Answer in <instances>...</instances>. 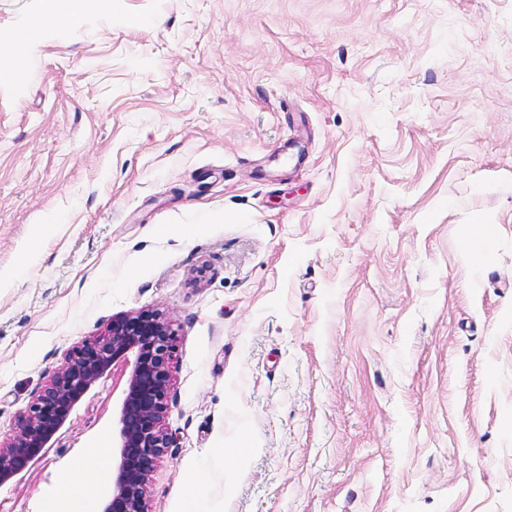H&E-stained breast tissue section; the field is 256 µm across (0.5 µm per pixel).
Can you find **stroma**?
<instances>
[{
    "label": "stroma",
    "mask_w": 512,
    "mask_h": 512,
    "mask_svg": "<svg viewBox=\"0 0 512 512\" xmlns=\"http://www.w3.org/2000/svg\"><path fill=\"white\" fill-rule=\"evenodd\" d=\"M22 63L1 436L153 311L176 336L146 512L191 487L211 512H512V0H89ZM120 399L95 387L0 512H45Z\"/></svg>",
    "instance_id": "35a3bbf8"
}]
</instances>
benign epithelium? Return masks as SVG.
<instances>
[{
  "instance_id": "7a95c632",
  "label": "benign epithelium",
  "mask_w": 512,
  "mask_h": 512,
  "mask_svg": "<svg viewBox=\"0 0 512 512\" xmlns=\"http://www.w3.org/2000/svg\"><path fill=\"white\" fill-rule=\"evenodd\" d=\"M175 331L159 313L112 318L106 333L75 347L0 439V487L31 471L53 447L76 405L100 382L122 388L112 462V494L98 512H145V486L155 460L170 447L165 427Z\"/></svg>"
}]
</instances>
